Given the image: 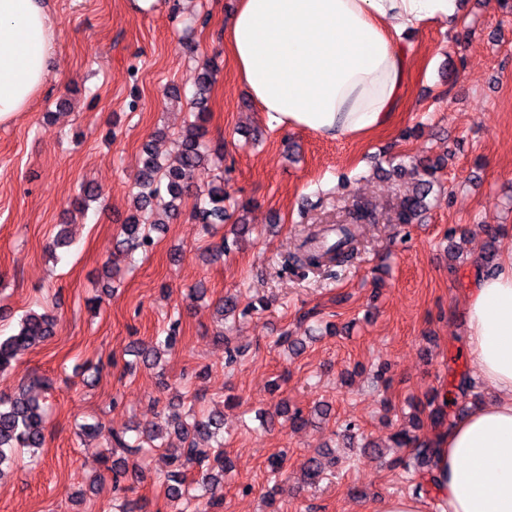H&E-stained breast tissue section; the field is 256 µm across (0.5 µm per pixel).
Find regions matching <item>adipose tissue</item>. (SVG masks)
<instances>
[{"label":"adipose tissue","mask_w":512,"mask_h":512,"mask_svg":"<svg viewBox=\"0 0 512 512\" xmlns=\"http://www.w3.org/2000/svg\"><path fill=\"white\" fill-rule=\"evenodd\" d=\"M461 0H238L224 43L274 128L356 137L391 124L412 66L409 32L454 21ZM44 0H0V123L53 76ZM468 351L490 394L436 438L427 480L441 512H512V251L471 269Z\"/></svg>","instance_id":"1"}]
</instances>
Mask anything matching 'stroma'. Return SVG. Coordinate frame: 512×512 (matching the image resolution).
<instances>
[{
  "mask_svg": "<svg viewBox=\"0 0 512 512\" xmlns=\"http://www.w3.org/2000/svg\"><path fill=\"white\" fill-rule=\"evenodd\" d=\"M459 19L414 30L410 77L391 125L363 138L330 139L269 128L238 83L224 50V26L236 0H159L138 14L127 0H47L56 27L55 78L28 112L0 123V336L13 334L28 309L57 306L54 336L19 355L0 375L13 395L31 375L45 378L46 442L38 459H19L0 478V512H113L112 474L104 462L111 430L145 428L156 409L188 402L224 413L220 512H375L386 497L419 494L424 512H440L433 490L415 492L422 470H390L391 437L420 418L421 441L437 431L426 406L448 418L488 397L463 348L461 298L469 268L484 252L478 227H500L495 253L512 250V8L499 0H462ZM215 70L206 139L224 157L195 171V193L153 235L147 255H116L142 146L173 153L192 110L203 66ZM440 162L441 199L419 224H401L410 184L393 166ZM223 178L230 221L207 233L191 216L195 195ZM102 197L85 213L81 184ZM362 201L374 219L353 233L359 254L329 279H300L281 264L310 229L341 221ZM245 218L250 239L216 262L208 249ZM70 246L54 248L60 225ZM111 263L114 292L102 293ZM203 286L206 296L191 290ZM266 311L238 317L217 336L214 312L225 296ZM101 297L99 310L87 302ZM179 333L163 374L123 372L129 350ZM304 339L287 357L281 332ZM241 349L226 366L227 348ZM469 399L455 390L460 376ZM302 409L261 425L255 414L278 403ZM331 413L322 416L321 404ZM101 421L99 433L76 426ZM354 424L382 457L344 448ZM340 461L311 485L301 475L316 450ZM283 460L279 480L268 462ZM138 478L126 498L145 512H176L163 481L161 452L130 457Z\"/></svg>",
  "mask_w": 512,
  "mask_h": 512,
  "instance_id": "stroma-1",
  "label": "stroma"
}]
</instances>
